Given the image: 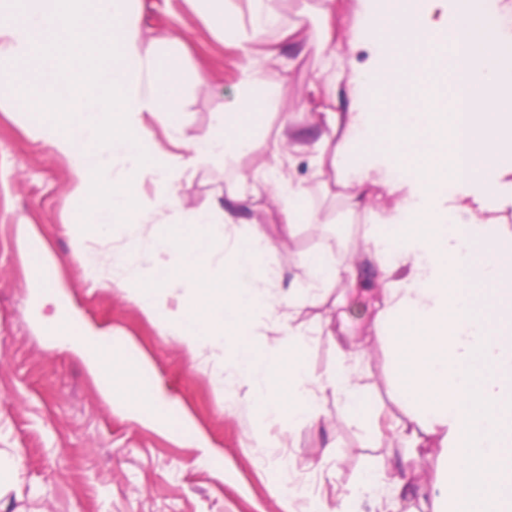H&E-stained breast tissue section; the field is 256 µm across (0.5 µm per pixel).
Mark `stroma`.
Instances as JSON below:
<instances>
[{
  "instance_id": "1",
  "label": "stroma",
  "mask_w": 512,
  "mask_h": 512,
  "mask_svg": "<svg viewBox=\"0 0 512 512\" xmlns=\"http://www.w3.org/2000/svg\"><path fill=\"white\" fill-rule=\"evenodd\" d=\"M269 5L280 26L254 48L262 52L276 44L280 52L263 69L262 87L275 96L254 131L253 149L178 169L167 183L145 179L142 197L149 205L176 192L180 203L167 219L188 225L227 192L244 195L249 223L219 220L209 227L217 243L213 273L224 272L225 235H246L260 225L272 243L267 264L279 275L280 292H294L302 302L299 321L331 324V333L304 338L309 372H332L339 362L336 342L344 340L363 354L374 410L405 424L409 408L390 396L392 347L375 328L368 305L343 283L307 297L302 257L355 243L364 230L361 217L346 213L337 198L334 171L316 170L329 133L322 114L333 104L347 111L348 83L327 87L305 41H279L282 28L295 21L308 30L321 26L318 0ZM226 7L236 23L232 34L213 28L194 0H140L133 7L146 39L174 31L185 45L181 110L142 117L169 152L185 153L187 145L218 134V115L235 111L245 95L234 37L250 34L252 5L228 0ZM361 19L360 0H338V50L364 66L372 48L343 40ZM200 74L205 84L197 83ZM285 115L305 134L292 157L295 176L308 189L307 205L333 219L325 229L301 225L289 241L281 237L274 188L258 190L252 179H240L267 170L271 153L264 141ZM38 125L33 115L0 102V448L10 451L16 470L15 482L0 486V512H301L298 502L280 494L296 476L313 475L315 496L328 508L337 495L356 489L381 453L373 416L354 414L328 393L318 425L267 419L220 354L190 348L160 318L145 314L131 297L132 264L162 270L176 264V253L158 246L149 224L115 222L105 232L77 236L70 163L37 136ZM130 248L133 263L118 261ZM52 289L80 325L111 336L116 358L138 369L142 390L163 391L154 416L105 399L102 380L47 321L42 298ZM259 439L264 447H256Z\"/></svg>"
}]
</instances>
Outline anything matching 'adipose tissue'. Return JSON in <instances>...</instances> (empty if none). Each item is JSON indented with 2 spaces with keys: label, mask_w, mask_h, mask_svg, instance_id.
<instances>
[{
  "label": "adipose tissue",
  "mask_w": 512,
  "mask_h": 512,
  "mask_svg": "<svg viewBox=\"0 0 512 512\" xmlns=\"http://www.w3.org/2000/svg\"><path fill=\"white\" fill-rule=\"evenodd\" d=\"M132 2L0 0V101L40 112L38 136L69 159L73 224L95 230L107 219L148 221L160 245L179 254L170 275L188 283L190 296L177 311L165 310L158 274L135 270L133 297L146 314L162 316L190 346L220 352L268 416L316 424L318 399L328 392L369 413L360 351L340 347L335 372L310 374L301 342L308 329L296 320L292 296L272 291L275 273L265 266L270 242L260 227L243 238L225 237L218 279L210 273L213 244L205 233L212 214H195L189 231L166 221L175 194L144 206V178L171 180L190 158L146 164L155 145L141 116L163 107L178 111L183 44L173 35L163 54L146 48ZM252 2L251 40L239 47L245 86L261 73L254 42L278 23L267 0ZM372 2L370 23L354 26L350 41L386 35L392 50L379 63L364 71L331 53L334 0H319L325 25L308 45L337 75L350 77L348 111L324 114L338 136L328 163L348 208L363 214L362 250L376 266L364 271L349 252L302 260L307 288L373 287V322L394 348L392 391L416 418L415 427L400 429L408 452L381 454L361 489L385 479L400 501L410 493L417 449L433 442L445 460L424 488L436 512H512V210L496 201L512 186V56L504 52L502 15L482 12L475 0H419L397 12L389 0ZM408 75L416 89L387 102L383 89ZM264 108V100L249 98L224 113L219 135L192 146L191 158L249 151L253 134L245 117ZM295 137L289 123L277 128L266 178L281 192L288 240L300 225L329 221L308 208L306 187L285 164L281 147ZM117 160L123 169L116 175ZM44 304L51 326L72 337L92 372L107 377L109 400L155 409L159 394L142 392L133 372L119 369L108 337L75 335L55 292ZM260 317L290 336L287 356L252 338Z\"/></svg>",
  "instance_id": "obj_1"
}]
</instances>
